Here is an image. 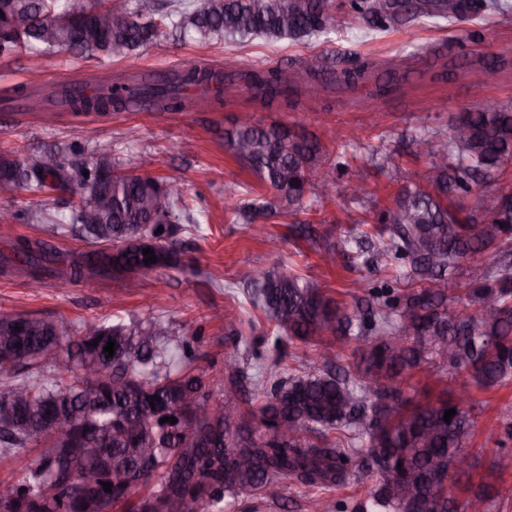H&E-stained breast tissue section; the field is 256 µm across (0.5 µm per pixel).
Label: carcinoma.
<instances>
[{"label":"carcinoma","mask_w":512,"mask_h":512,"mask_svg":"<svg viewBox=\"0 0 512 512\" xmlns=\"http://www.w3.org/2000/svg\"><path fill=\"white\" fill-rule=\"evenodd\" d=\"M157 5L134 0L103 24L101 0H0V57L24 49L120 58L169 29L200 44L279 43L321 33L332 20L331 0H203L198 6L173 0L160 22ZM348 7L372 28L422 16L460 19L453 9L409 7L404 0H348ZM307 74L323 88L373 82L380 94L399 79L393 71L380 78L368 60L330 76L318 69ZM229 78L222 69L189 66L156 79L86 80L81 92L64 83L51 88L37 109L105 113L148 101L179 111L190 87L200 88L202 100L221 101V84ZM244 86L263 91L255 95L263 104L300 92L277 69L250 71ZM457 126L469 131L464 144L455 129L412 139L418 148L440 147L451 163L432 164L424 183L398 190L394 207L378 208L373 225L358 222L324 260L359 262L376 273L392 266L397 280L417 275L437 282L459 260L492 246L490 283L470 290L471 303L453 304L440 288L401 296L384 280L368 284L365 305L348 306L317 281L279 268L243 274L251 303L274 326V347L284 337L306 344L331 334L359 357L354 372L332 370L328 345L316 355L321 364L286 377L274 365L252 369L231 356L224 392L236 396L250 384L256 404L236 408L231 418L224 402L213 406L214 381L195 372L191 343L165 320L86 322L74 333L61 320L23 313L13 321L0 318V454L19 463L14 482L0 492V512H194L201 504L224 512L243 496L276 505L288 482L333 488L356 479L370 483L355 512H470L472 500L486 501L480 489L462 502L453 495L466 474L456 462L472 467L466 442L477 424V402L462 393L455 404L446 389L435 401L409 408L401 388L422 362L447 378L466 372L479 388L512 382V210H485L483 222L473 224L448 206L453 191L512 201V186L500 182L512 167V109L483 104L459 117ZM225 144L270 192L253 201L228 192L224 209L235 223L286 212L298 224V214L331 198L325 191L306 197L313 180L336 188L338 163L329 162L315 137L251 117L227 133ZM94 154L85 163L62 149L20 156L0 150V190L38 196L39 209L23 219L40 222L49 204L80 196L79 205L55 213L53 232H71L91 249L60 282L140 273V255L125 247L137 237L151 238L167 256L153 269L185 266L168 237L175 224L197 223L194 207L164 181L117 170L108 145H96ZM14 251L31 277L44 280L45 265L53 262L50 242L20 239ZM111 339L115 354L107 358L100 349ZM90 367L99 374L94 385L83 377ZM153 396L161 401L152 407ZM448 409L456 414L447 423ZM163 417L177 422L162 423ZM56 423L68 428L80 451L58 438ZM283 424L292 430L286 439L279 435ZM333 433L346 437L347 445ZM231 455L249 458V468L230 465ZM86 473L100 482L94 498L82 490ZM103 482L112 484L111 492Z\"/></svg>","instance_id":"1"}]
</instances>
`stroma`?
I'll return each instance as SVG.
<instances>
[{"instance_id": "1", "label": "stroma", "mask_w": 512, "mask_h": 512, "mask_svg": "<svg viewBox=\"0 0 512 512\" xmlns=\"http://www.w3.org/2000/svg\"><path fill=\"white\" fill-rule=\"evenodd\" d=\"M397 55L417 76L378 99L369 98L365 85L335 86L316 99L301 97L292 107L277 103L264 108L231 87L225 89L221 103L201 102L190 112L152 106L105 116L0 111V149L27 153L65 142L73 146L76 158L89 161L95 144L108 140L119 171L140 173L141 157H150L152 164L144 171L173 182L204 215L201 226L173 227L171 240L190 260V269L143 274L140 291H128L123 280L108 276L98 279L93 288L79 282L62 288L49 279L42 288L33 289L12 245L23 238L47 236L44 225L16 217L35 197L25 191H0V212L15 215L13 224L0 225V256L8 259L0 267V308L62 318L77 326L94 319L160 317L180 335L193 339L197 366L213 377L223 374L224 359L233 352L254 364L278 362L284 373L298 374L328 344L336 348L337 364L351 365L350 348L337 345L332 336L310 344L293 340L273 349V327L246 299L240 276L251 267L279 266L326 285L330 294L345 302L362 296L368 270L324 267L321 253L335 247L353 223L374 222L372 200H386L402 187L424 182L429 162L415 155L411 139L425 128L449 129L461 113L476 110L471 62L506 59V66L488 72L484 95L512 107V10L504 14L482 10L456 22L421 17L386 29L367 28L362 20L345 14L340 23L329 24L318 35L277 44L255 39L202 46L169 35L121 60L92 57L68 62L57 53L36 55L25 50L0 59L2 97L28 84L34 71L39 72L42 86L50 88L73 80L132 75L142 68L162 72L189 63L216 68L233 60L243 69H279L292 76L302 66L333 71L357 58L383 64ZM245 111L256 113L262 123H282L316 135L330 159L341 164L336 172L340 190L335 199L309 214V231H301L285 215L267 219L268 232L281 239L276 253L269 252L247 225L231 222L224 211L225 185L237 184L245 199L264 193L246 165L224 147L225 131ZM371 146L383 147L389 154L387 162L371 159L367 152ZM350 182L363 187V200L346 194ZM488 263L484 254L461 260L448 274L449 300L466 303L469 290L484 282ZM232 325L237 335H229ZM472 395L481 412L467 444L473 466L460 485L490 484L489 512H512V499L499 495L501 488L512 486V384L491 391L476 388ZM365 491V483L357 480L323 492L290 486L287 508L272 505L266 512H313L311 503L319 498L337 505L340 512H354Z\"/></svg>"}]
</instances>
